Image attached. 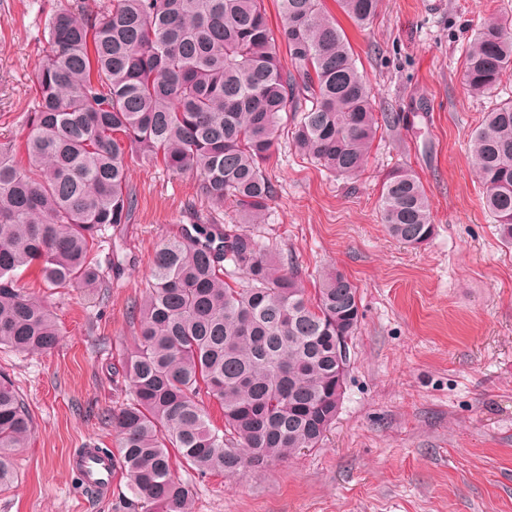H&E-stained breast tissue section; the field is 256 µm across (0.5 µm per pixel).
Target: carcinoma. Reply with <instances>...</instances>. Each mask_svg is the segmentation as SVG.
Instances as JSON below:
<instances>
[{
    "instance_id": "carcinoma-1",
    "label": "carcinoma",
    "mask_w": 512,
    "mask_h": 512,
    "mask_svg": "<svg viewBox=\"0 0 512 512\" xmlns=\"http://www.w3.org/2000/svg\"><path fill=\"white\" fill-rule=\"evenodd\" d=\"M360 29L381 0H336ZM273 31L263 0H112L95 12L49 15L27 113L25 162L0 140V345L44 353L59 342L51 311L18 285L36 268L54 288L107 287L98 244L129 223L136 197L129 160L160 162L199 178L216 208L229 200L255 224L273 198L263 171L283 114L295 147L327 171L364 170L392 112L376 113L344 31L323 0H279ZM288 49L283 64L280 45ZM512 68V20L496 19L466 46L463 84L490 93ZM485 206L512 244V101L486 113L470 139ZM379 214L388 233L418 248L434 234L420 179L399 167L385 178ZM144 301L133 305L138 343L126 359L130 403L105 412L120 438L112 458L143 512H191L173 474L178 457L201 474L234 476L320 447L336 419L338 337L361 320L357 287L338 270L314 291L278 267L255 237L193 224L155 251ZM217 402L224 425L213 426ZM32 421L0 380V487Z\"/></svg>"
}]
</instances>
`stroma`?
Wrapping results in <instances>:
<instances>
[{"instance_id": "1", "label": "stroma", "mask_w": 512, "mask_h": 512, "mask_svg": "<svg viewBox=\"0 0 512 512\" xmlns=\"http://www.w3.org/2000/svg\"><path fill=\"white\" fill-rule=\"evenodd\" d=\"M104 0H0V137L25 140L36 104L35 73L48 16ZM373 88L384 128L357 177L335 176L299 152L284 121L266 174L269 209L250 230L305 288L326 270L358 287L362 318L349 345L344 396L321 447L232 478L174 463L192 493L191 512H512V245L482 204L469 140L486 112L512 99V74L475 97L462 80L464 49L488 21L512 19V0H382L370 30H357L325 0ZM411 168L431 204L435 232L400 244L379 217L380 186ZM137 207L122 225L121 272L112 245L99 259L106 300L50 288L29 270L18 283L43 301L60 329L44 354L0 347V375L24 399L32 428L14 454L17 481L0 490V512H129L119 479L105 497L74 484L79 449L118 448L102 410L130 397L124 373L151 259L185 224L231 225L198 178L142 160L130 166Z\"/></svg>"}]
</instances>
